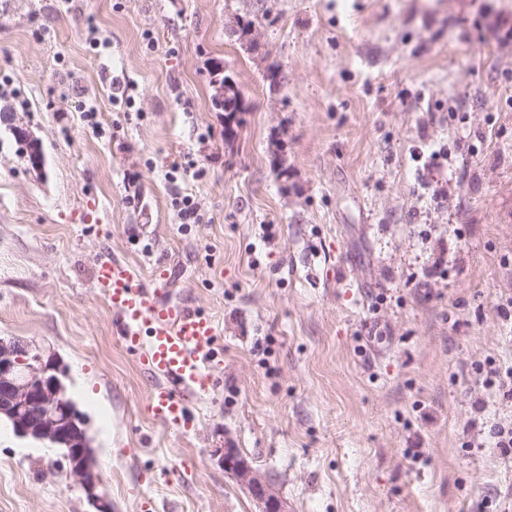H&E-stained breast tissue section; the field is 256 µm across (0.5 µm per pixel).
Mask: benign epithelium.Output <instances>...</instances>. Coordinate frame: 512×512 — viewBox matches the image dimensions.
<instances>
[{
  "instance_id": "1",
  "label": "benign epithelium",
  "mask_w": 512,
  "mask_h": 512,
  "mask_svg": "<svg viewBox=\"0 0 512 512\" xmlns=\"http://www.w3.org/2000/svg\"><path fill=\"white\" fill-rule=\"evenodd\" d=\"M237 85L228 80L213 85L214 96L240 102ZM65 370L56 354L18 337L0 338V418L11 423L22 438L65 446L68 474L86 494L95 512H112L99 491L100 477L77 417L65 404L61 376ZM225 472L261 504L260 512H288L269 480L233 448L224 449Z\"/></svg>"
}]
</instances>
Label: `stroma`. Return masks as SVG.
I'll use <instances>...</instances> for the list:
<instances>
[{"label":"stroma","instance_id":"1","mask_svg":"<svg viewBox=\"0 0 512 512\" xmlns=\"http://www.w3.org/2000/svg\"><path fill=\"white\" fill-rule=\"evenodd\" d=\"M498 19L512 0H0V337L61 357L112 512H258L228 448L288 512H512V405L475 372L512 365ZM112 258L215 323L187 428L113 335ZM67 470L0 422V512H94ZM171 206L180 224H201L204 220L191 195L176 191L171 198Z\"/></svg>","mask_w":512,"mask_h":512}]
</instances>
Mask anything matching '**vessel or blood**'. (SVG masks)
I'll return each mask as SVG.
<instances>
[{
  "instance_id": "b4317fda",
  "label": "vessel or blood",
  "mask_w": 512,
  "mask_h": 512,
  "mask_svg": "<svg viewBox=\"0 0 512 512\" xmlns=\"http://www.w3.org/2000/svg\"><path fill=\"white\" fill-rule=\"evenodd\" d=\"M95 284L112 310L120 343L157 379L149 396L152 417L180 424L186 401L207 387L205 363L215 334L213 320L165 301L161 288L148 285L117 259L98 265Z\"/></svg>"
}]
</instances>
